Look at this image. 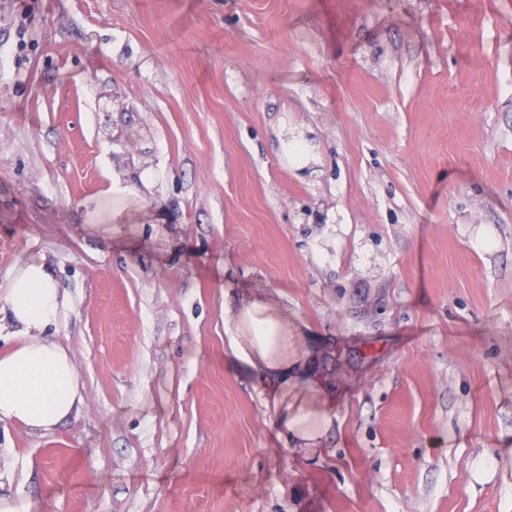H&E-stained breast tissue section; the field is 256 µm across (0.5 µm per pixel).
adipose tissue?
I'll return each instance as SVG.
<instances>
[{"mask_svg": "<svg viewBox=\"0 0 512 512\" xmlns=\"http://www.w3.org/2000/svg\"><path fill=\"white\" fill-rule=\"evenodd\" d=\"M58 299L59 289L38 258L29 260L7 290V305L0 312L18 326L21 340L0 356V421L48 429L68 417L80 400L67 350L44 334ZM239 327L242 361H260L276 377L270 396L281 430L300 447H321L334 425L332 402L319 394L309 373L311 357L301 350L291 324L255 296L242 309Z\"/></svg>", "mask_w": 512, "mask_h": 512, "instance_id": "ef3b65f1", "label": "adipose tissue"}]
</instances>
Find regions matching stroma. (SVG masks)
I'll list each match as a JSON object with an SVG mask.
<instances>
[{"label":"stroma","mask_w":512,"mask_h":512,"mask_svg":"<svg viewBox=\"0 0 512 512\" xmlns=\"http://www.w3.org/2000/svg\"><path fill=\"white\" fill-rule=\"evenodd\" d=\"M34 256L81 401L0 422L1 495L512 512V0H0L1 306ZM256 294L323 447L234 353ZM243 342L236 338L241 360L249 365L258 359L276 376L270 389L278 426L300 448H320L334 425L332 400L323 398L309 373L312 360L301 350L297 336L280 312L261 296L252 297L239 315ZM244 343V345H243Z\"/></svg>","instance_id":"stroma-1"}]
</instances>
